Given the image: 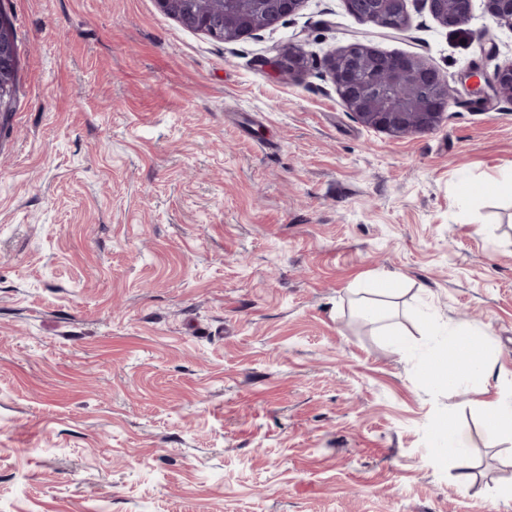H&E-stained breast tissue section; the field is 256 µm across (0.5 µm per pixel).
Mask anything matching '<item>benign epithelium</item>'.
<instances>
[{
  "label": "benign epithelium",
  "mask_w": 512,
  "mask_h": 512,
  "mask_svg": "<svg viewBox=\"0 0 512 512\" xmlns=\"http://www.w3.org/2000/svg\"><path fill=\"white\" fill-rule=\"evenodd\" d=\"M156 0L159 9L184 27L200 31L224 42L251 37L274 29L295 13L304 0H233L235 7L224 9V0ZM431 16L443 27L457 29L469 22L474 0H422ZM490 22L512 31V0H482ZM347 12L359 21L385 30L400 31L407 24V0H344ZM306 51L290 47L280 53L276 66L290 74L307 70ZM326 74L336 92L364 126L393 137L404 138L434 129L448 110L451 88L434 67L417 55L384 53L361 41L327 54ZM383 68L385 83L374 86L368 74ZM17 72V48L10 23L0 14V112L12 97ZM411 80L413 91L399 86ZM512 102V61L495 68L485 78V87H473L481 97L485 90Z\"/></svg>",
  "instance_id": "obj_1"
}]
</instances>
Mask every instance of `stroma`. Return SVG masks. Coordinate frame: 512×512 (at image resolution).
Returning a JSON list of instances; mask_svg holds the SVG:
<instances>
[{
	"instance_id": "stroma-1",
	"label": "stroma",
	"mask_w": 512,
	"mask_h": 512,
	"mask_svg": "<svg viewBox=\"0 0 512 512\" xmlns=\"http://www.w3.org/2000/svg\"><path fill=\"white\" fill-rule=\"evenodd\" d=\"M407 10L390 32L304 0L221 42L155 0H0V512H512V443L482 429L512 390V103L470 77L512 31ZM358 36L448 80L437 128L349 112L322 59ZM384 275L388 324L356 293ZM462 323L500 377L452 392L425 368ZM17 48L10 23L0 13V112L12 97ZM309 58L306 51L299 46L288 47L280 53L276 60V66L280 70H287L288 74H298L307 70Z\"/></svg>"
}]
</instances>
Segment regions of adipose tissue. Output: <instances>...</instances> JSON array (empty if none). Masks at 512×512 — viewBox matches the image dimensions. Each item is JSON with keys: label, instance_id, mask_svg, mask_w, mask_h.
<instances>
[{"label": "adipose tissue", "instance_id": "obj_1", "mask_svg": "<svg viewBox=\"0 0 512 512\" xmlns=\"http://www.w3.org/2000/svg\"><path fill=\"white\" fill-rule=\"evenodd\" d=\"M452 346L454 363L445 366L443 371L430 372V379L442 380L449 388L457 389L464 385L467 376L472 373L479 374L485 380L494 377L497 364L483 338L471 328L459 327L452 339Z\"/></svg>", "mask_w": 512, "mask_h": 512}]
</instances>
